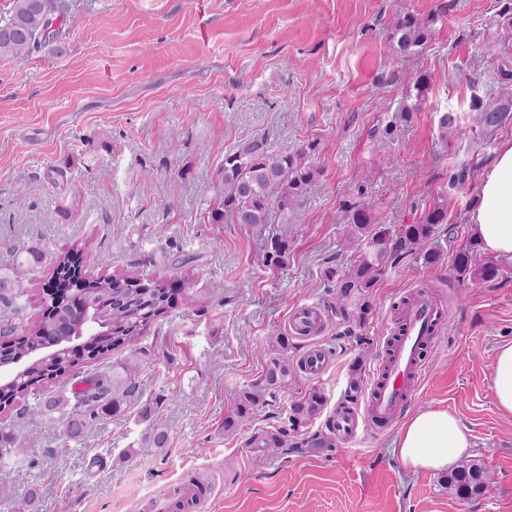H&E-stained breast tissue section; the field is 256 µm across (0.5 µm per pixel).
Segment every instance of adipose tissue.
Masks as SVG:
<instances>
[{"label": "adipose tissue", "mask_w": 512, "mask_h": 512, "mask_svg": "<svg viewBox=\"0 0 512 512\" xmlns=\"http://www.w3.org/2000/svg\"><path fill=\"white\" fill-rule=\"evenodd\" d=\"M467 221L484 252L512 261V139L503 141L493 161L481 170L477 201ZM395 444L406 467L437 472L452 469L468 446L461 420L436 409L411 414Z\"/></svg>", "instance_id": "obj_1"}]
</instances>
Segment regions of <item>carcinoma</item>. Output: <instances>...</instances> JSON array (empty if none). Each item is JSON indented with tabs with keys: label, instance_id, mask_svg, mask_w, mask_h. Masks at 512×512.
Segmentation results:
<instances>
[{
	"label": "carcinoma",
	"instance_id": "carcinoma-1",
	"mask_svg": "<svg viewBox=\"0 0 512 512\" xmlns=\"http://www.w3.org/2000/svg\"><path fill=\"white\" fill-rule=\"evenodd\" d=\"M66 0H14L10 12L0 15V56L15 62H25L30 54L45 45H54L61 52L58 43L60 28L68 12ZM427 40L423 22L418 15L406 12L400 15L391 29L390 49L399 57L418 55ZM501 90L486 100H478L476 109L477 126L485 140H490L506 115L512 112V68H499ZM431 84V74L421 71L413 83V93L409 97L415 102L405 108L410 112L425 100ZM318 170L307 161V153H272L263 138H249L240 141L224 153V160L217 166L212 176V195L207 200L206 214L209 223L248 224L262 227L269 223V215L275 211L283 223H288L295 209L309 196L316 186ZM345 240L358 253L356 263L348 268H331L326 272L328 279L336 282L337 295L345 300L355 291L373 286L382 271L386 259L401 252L416 255L425 265H433L441 258L439 247L423 249V246L445 233L454 238L455 227L448 223V199L436 202L415 224H402L391 230L386 224L374 222L372 211L367 203H358L345 210L343 216ZM478 240L453 252L452 267L462 277L474 281L489 282L497 278L498 267L493 263L481 264L478 261ZM288 238L269 234L266 261L275 266L286 263ZM45 253L37 248L29 249L26 255L17 259L7 268L0 269V301L18 312L21 310V295L18 289L22 282L40 265ZM73 252L55 260L54 273L56 288L68 286L72 269ZM125 278L116 275H102L94 278L90 287L96 290L94 301L102 304L103 316L111 332L106 336H90L89 348L94 355L106 354L118 348L134 346L173 304L175 290L163 284H156L133 293L123 286ZM72 318L67 309L54 308L48 316L30 324L23 339L4 347L6 356H23L43 347L50 335L71 324ZM280 353L266 364L260 380L244 391L239 399L236 413L224 420V430L231 431L245 422L266 403V397H275L276 392L288 377V342L279 340ZM139 369L136 354H131L121 366V370L108 376L104 373H88L77 385L71 387L70 394L51 397L44 403L24 404L22 415L52 417L60 413L59 436L64 440L79 437L97 415L105 402L112 401L117 406L120 399L135 390V375ZM72 367L65 364L64 355L58 354L39 364L20 377L11 388L16 400H24L31 390L65 376ZM324 406L323 395L315 390L308 398L290 408L289 426H280L263 431L254 436L250 447L261 456L268 451H286L302 448L310 443L309 438L297 439L300 429L318 416ZM167 432L154 425L143 440L142 450L161 449L167 444ZM448 488L462 497L482 494L488 477L484 468L476 460H471L452 470L444 477Z\"/></svg>",
	"mask_w": 512,
	"mask_h": 512
}]
</instances>
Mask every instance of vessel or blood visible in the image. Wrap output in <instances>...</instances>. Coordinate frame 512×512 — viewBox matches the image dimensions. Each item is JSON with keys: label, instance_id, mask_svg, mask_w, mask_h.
Returning <instances> with one entry per match:
<instances>
[{"label": "vessel or blood", "instance_id": "vessel-or-blood-1", "mask_svg": "<svg viewBox=\"0 0 512 512\" xmlns=\"http://www.w3.org/2000/svg\"><path fill=\"white\" fill-rule=\"evenodd\" d=\"M324 324L322 308L314 303L305 304L291 314L288 334L308 339ZM446 324L445 309L428 292H417L401 305L397 336L389 353L373 366L361 402L355 409H341L332 416L331 425L337 436L350 440L356 438L359 424L379 428L397 420L420 384L423 349L435 342ZM332 359L330 349L317 345L305 350L297 365L304 375L317 379L329 371Z\"/></svg>", "mask_w": 512, "mask_h": 512}]
</instances>
